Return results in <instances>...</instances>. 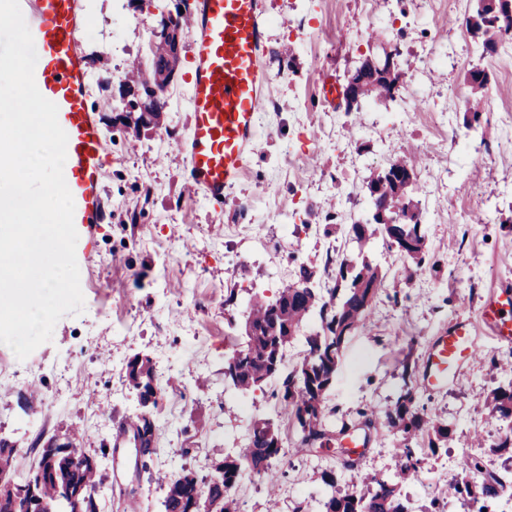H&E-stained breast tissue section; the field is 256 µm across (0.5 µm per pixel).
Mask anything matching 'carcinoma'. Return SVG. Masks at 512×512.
<instances>
[{
  "instance_id": "cac0c4a2",
  "label": "carcinoma",
  "mask_w": 512,
  "mask_h": 512,
  "mask_svg": "<svg viewBox=\"0 0 512 512\" xmlns=\"http://www.w3.org/2000/svg\"><path fill=\"white\" fill-rule=\"evenodd\" d=\"M186 25V15L178 12L161 16L162 36L155 40L152 49V67L149 72L133 67L136 73L134 88L140 97L149 101L153 117L157 118L167 108L165 89L167 78L177 66L178 58L171 55L169 46L177 33ZM465 26L474 43L488 54L497 52L500 44L512 40V0H474ZM360 82V100L351 110L358 112L368 101L389 105L396 99L398 86L379 76L364 58L351 74ZM465 81L472 104L468 125L480 122L483 112L481 103L490 82L489 73L481 68L470 69ZM415 170L412 161L396 157L380 172L367 181V190H376L378 198L390 200L397 205L400 223L391 227L373 218L364 223L350 225L349 232L357 244L361 260L346 257L336 261V280L333 286H316L317 272L300 266L296 279L285 283L271 301L254 302L246 318L253 329L245 346L233 351L224 363L230 375L224 381L235 391L245 393L260 388L268 382L277 381L273 391L281 413L295 418L299 428L296 451L313 447L331 435L346 432L347 425L336 428L330 418L336 410L326 407V398L334 380L338 358L346 338L366 324L372 300L384 283V276L363 257L365 248L376 235L387 238L389 246L403 248L401 255L415 269L422 268L426 261L425 236L421 226L425 217L416 200L417 178L408 175ZM318 314L319 328L305 337L306 348L295 368L283 370L284 351L303 330L313 314ZM126 377L137 390L139 411L130 417L129 429L141 436V448L145 455L154 452L153 439L148 432L154 427L150 421L152 406L148 396L154 391L164 392L158 382L154 365L149 356L138 354L126 364ZM414 397L407 392L398 397L393 408L385 412L389 427L401 433L406 443L396 449L398 470L392 475H374L360 479L361 488L351 493H338L333 478L325 480L331 488L320 502L319 512H410L408 505L399 497L398 485L414 475L421 464L414 449L407 441L419 433H430V447H448L456 438L454 430L447 424L415 412L410 404ZM491 415L497 419H512V380L505 386L491 391ZM82 433L75 429L69 435L73 454H63L48 462L39 456L37 463L22 476H15L14 449L0 445V512H29L31 498L19 497V493L34 492L35 497L53 504V512H77V503L68 499L67 488H80L90 497L100 495L102 480L100 467L89 462V455L79 448ZM282 452L278 431L272 421L259 419L251 426L249 442L227 454L217 462L222 470L219 479L224 487L240 484L251 473H265ZM463 466L480 477L477 482L456 483L448 488V497L464 502L478 503L499 496L512 476L486 472L479 456H468ZM160 481L166 485L162 501L164 512H237L236 500L211 481L199 478L192 471L164 476Z\"/></svg>"
}]
</instances>
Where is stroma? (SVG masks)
<instances>
[{
  "instance_id": "obj_1",
  "label": "stroma",
  "mask_w": 512,
  "mask_h": 512,
  "mask_svg": "<svg viewBox=\"0 0 512 512\" xmlns=\"http://www.w3.org/2000/svg\"><path fill=\"white\" fill-rule=\"evenodd\" d=\"M269 18L266 66L272 74L257 139L245 173L209 202L186 185V161L175 145L189 131L190 36L182 34L179 66L160 120L133 133L118 122L132 65L148 62L161 12L192 13L195 0H78L79 45L90 73L91 102L107 143L103 208L92 233H80L76 259L84 311L56 324L51 341L26 359L0 344V438L19 451L17 469L35 464L36 438L85 431L81 448L102 458L99 512H162L160 473L212 472L240 447L259 418L274 419L284 448L271 470L250 475L234 492L238 512H318L333 473L336 489L354 491L361 473L392 474L400 434L383 421L358 423L367 409L384 413L403 389L416 409L439 415L461 441L481 432L488 471L512 470L511 421L490 418L486 400L512 379V344L497 342L480 310L499 287L512 285V125L498 111L512 107V65L479 55L465 38L463 13L438 0H263ZM400 51L395 104L348 113L329 101L365 56ZM490 74L481 127L466 126L472 67ZM447 120L428 124L432 110ZM415 153L418 181L429 196L423 230L425 267L408 275L396 248L376 239L370 261L384 274L367 329L347 339L330 387L336 422L366 444L356 459L338 442L294 454L293 420L280 416L272 386L225 392L224 360L244 342L250 305L272 299L298 265L333 283L332 255L357 256L348 226L366 217L364 186L394 155ZM339 228L325 235L327 215ZM459 319L470 320L479 355L449 384H421L429 342ZM149 355L160 381L175 379L152 412L155 451L136 465L129 440H117L137 404L126 378L135 354ZM501 368L490 371L491 359ZM38 385L42 406L24 412L19 392ZM430 450L412 440L422 464L399 490L411 512L443 499L469 448ZM111 453H104V446Z\"/></svg>"
}]
</instances>
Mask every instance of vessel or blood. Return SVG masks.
Here are the masks:
<instances>
[{
  "mask_svg": "<svg viewBox=\"0 0 512 512\" xmlns=\"http://www.w3.org/2000/svg\"><path fill=\"white\" fill-rule=\"evenodd\" d=\"M20 6L32 13L36 86L57 105L68 135L64 178L74 200V225L90 230L100 216L107 147L78 50L77 0H20ZM267 26L261 0H197L191 15V132L176 149L188 162V188L214 204L244 173L252 151L270 81ZM481 316L498 342L512 343V293L487 297ZM478 352L471 322L456 321L428 351L424 386L446 389Z\"/></svg>",
  "mask_w": 512,
  "mask_h": 512,
  "instance_id": "1",
  "label": "vessel or blood"
}]
</instances>
